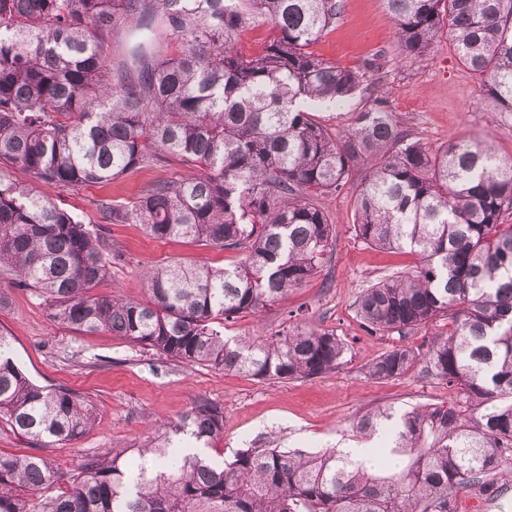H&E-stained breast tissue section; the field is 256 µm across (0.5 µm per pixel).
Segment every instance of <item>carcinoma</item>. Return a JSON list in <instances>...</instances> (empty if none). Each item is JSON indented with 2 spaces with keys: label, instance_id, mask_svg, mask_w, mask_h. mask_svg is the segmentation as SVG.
<instances>
[{
  "label": "carcinoma",
  "instance_id": "carcinoma-1",
  "mask_svg": "<svg viewBox=\"0 0 512 512\" xmlns=\"http://www.w3.org/2000/svg\"><path fill=\"white\" fill-rule=\"evenodd\" d=\"M399 51L424 60L446 39L482 77L494 121L512 117V0H383ZM341 0H0V271L47 305L54 322L109 333L185 364L261 379H307L347 351L332 329L297 322L263 338H224L322 266L334 227L316 198L367 170L355 237L406 250L417 264L363 289L371 336L404 338L436 319L448 332L400 345L367 366L374 380L409 373L456 390L448 405L400 417L363 414L375 446L359 456L216 447L224 411L198 401L136 449L84 457L60 475L41 454L0 453V512H462L461 493L512 487V158L486 141L432 152L375 96L350 127L313 116L375 85L381 64L354 70L309 51ZM267 22L261 51L235 48ZM196 170L152 182L131 207L97 201L104 224H140L162 240L242 252L233 267L173 262L144 273L145 299L95 288L122 254L43 187L108 185L171 160ZM96 405L31 380L0 330V421L40 448H63L94 424ZM387 458L393 467L378 464Z\"/></svg>",
  "mask_w": 512,
  "mask_h": 512
}]
</instances>
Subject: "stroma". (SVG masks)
Wrapping results in <instances>:
<instances>
[{
	"mask_svg": "<svg viewBox=\"0 0 512 512\" xmlns=\"http://www.w3.org/2000/svg\"><path fill=\"white\" fill-rule=\"evenodd\" d=\"M312 50L354 69L381 60L378 95L388 100L402 127L430 149L460 139H484L499 156H512V121L489 123L490 103L480 77L460 64L445 41L423 61L400 56L383 0H343L340 19ZM189 173L177 163L146 166L106 186L89 184L60 192L56 201L61 207L84 223L101 225L103 234L123 251L99 292L116 288L139 300L145 294L142 274L150 267L186 259L217 266L240 260L237 250L152 238L138 224H101L95 200L107 197L129 206L149 183ZM364 176V167H356L341 192L318 199L336 229L320 272L262 317H241L224 328L228 337L265 336L289 325L292 311L302 310L304 322L335 330L348 344L341 364L317 377L259 379L204 364L173 362L107 333L82 334L55 325L39 300L0 274V330L10 338L16 363L38 384L70 387L97 404L95 423L86 434L46 451L63 475H73L83 457L102 449L138 447L154 424L179 419L200 400L223 408L224 439L217 451L229 458L254 442L305 452L345 448L357 444L354 425L375 406L389 405L403 413L455 399V390L447 385L410 374L389 381L366 374L367 364L400 340L394 334L369 335L356 313V298L384 276L414 266L417 259L356 240L352 224Z\"/></svg>",
	"mask_w": 512,
	"mask_h": 512,
	"instance_id": "obj_1",
	"label": "stroma"
}]
</instances>
